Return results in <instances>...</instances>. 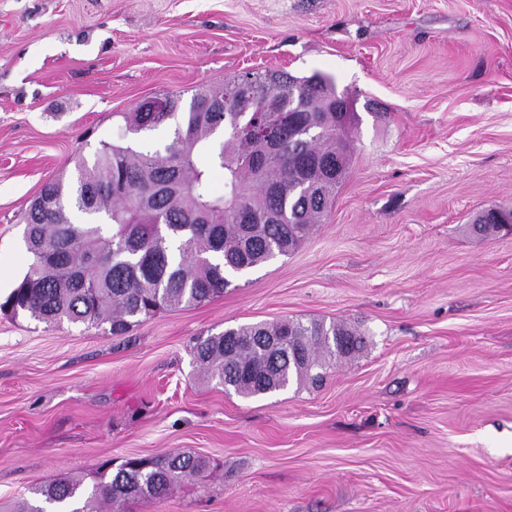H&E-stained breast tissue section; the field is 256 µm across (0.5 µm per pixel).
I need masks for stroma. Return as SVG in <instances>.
Listing matches in <instances>:
<instances>
[{
	"label": "stroma",
	"mask_w": 512,
	"mask_h": 512,
	"mask_svg": "<svg viewBox=\"0 0 512 512\" xmlns=\"http://www.w3.org/2000/svg\"><path fill=\"white\" fill-rule=\"evenodd\" d=\"M358 115L322 224L223 297L122 335L0 313V512L107 458L208 466L129 512H512V0H0V297L42 186L122 113L246 72ZM322 319L368 338L320 388L244 398L199 336Z\"/></svg>",
	"instance_id": "stroma-1"
}]
</instances>
